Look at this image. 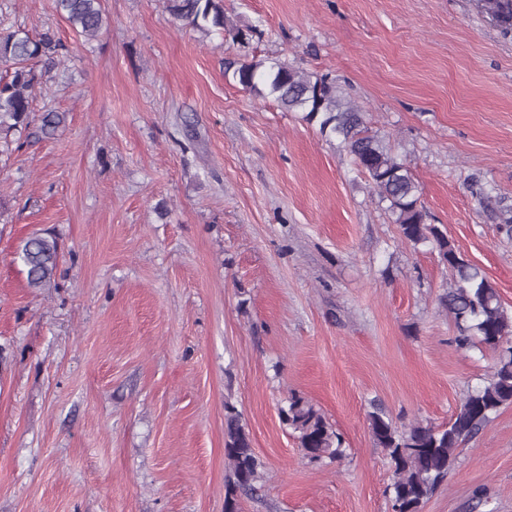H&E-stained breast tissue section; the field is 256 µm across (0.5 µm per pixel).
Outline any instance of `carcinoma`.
<instances>
[{"label":"carcinoma","instance_id":"obj_1","mask_svg":"<svg viewBox=\"0 0 512 512\" xmlns=\"http://www.w3.org/2000/svg\"><path fill=\"white\" fill-rule=\"evenodd\" d=\"M481 13L505 34H512V0H477ZM58 14L73 31L88 40L109 26L101 0H55ZM176 19L207 33L221 29L243 40L241 30L227 27L224 0H167ZM66 45L54 31L37 36L23 28L0 32V64L11 66L0 77V134L49 138L66 126L67 114L48 109L33 116L31 93L38 84L32 63L48 72L61 63ZM226 71L244 89L270 97L288 112L318 126L320 135L338 142L352 156L358 170L370 179L380 201L388 203L401 238L414 246L429 244L448 267L451 282L440 296L441 306L454 318L462 349L478 345L494 350L498 358L491 377L466 391L444 426L415 423L400 429L385 411L374 405L368 413L371 437L384 450L394 477L386 487L392 512H420L457 463L456 450L476 437L501 408L512 405V315L504 308L497 288L484 271L466 259L435 224H427L421 188L408 165L394 154L386 137L370 130L360 110L344 95L336 79L307 72L272 58L230 63ZM471 193L490 205L498 229L512 234V205L492 206L491 190L476 176ZM18 258L26 267L30 288H48L55 281L60 244L53 234L35 233L23 240ZM282 423L291 430L303 455L311 462L339 460L346 448L340 433L311 401L293 394L280 409ZM224 456L230 467L225 480L224 512H240L239 494L255 490L263 464L255 454L250 432L234 404L224 403Z\"/></svg>","mask_w":512,"mask_h":512}]
</instances>
